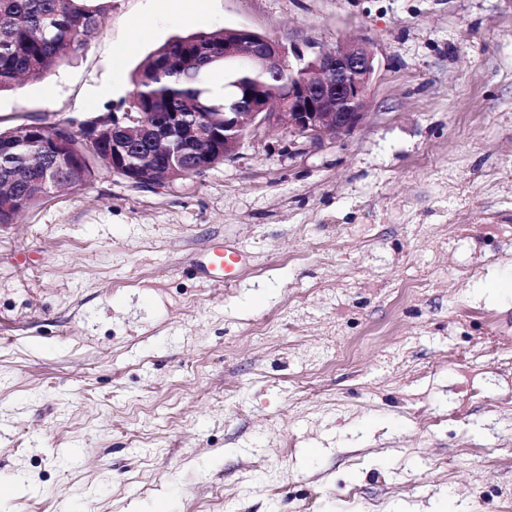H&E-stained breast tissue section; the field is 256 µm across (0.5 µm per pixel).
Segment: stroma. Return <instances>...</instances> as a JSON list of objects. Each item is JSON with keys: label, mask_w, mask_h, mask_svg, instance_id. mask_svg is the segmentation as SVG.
I'll return each mask as SVG.
<instances>
[{"label": "stroma", "mask_w": 512, "mask_h": 512, "mask_svg": "<svg viewBox=\"0 0 512 512\" xmlns=\"http://www.w3.org/2000/svg\"><path fill=\"white\" fill-rule=\"evenodd\" d=\"M223 28L363 43L367 118L0 224V512H512V0H112L0 127Z\"/></svg>", "instance_id": "35a3bbf8"}]
</instances>
